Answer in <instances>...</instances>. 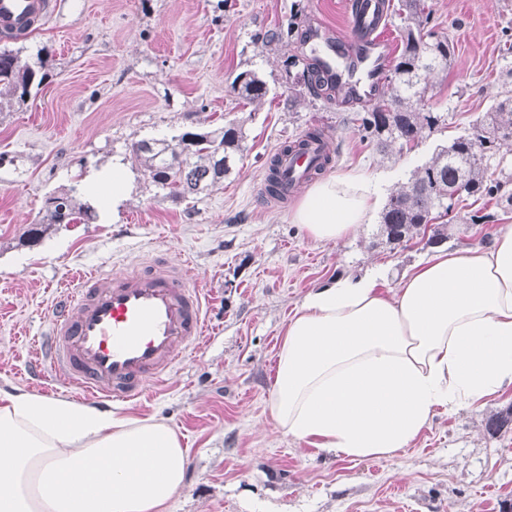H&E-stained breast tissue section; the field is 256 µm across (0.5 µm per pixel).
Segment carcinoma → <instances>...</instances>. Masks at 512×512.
<instances>
[{"label":"carcinoma","mask_w":512,"mask_h":512,"mask_svg":"<svg viewBox=\"0 0 512 512\" xmlns=\"http://www.w3.org/2000/svg\"><path fill=\"white\" fill-rule=\"evenodd\" d=\"M405 17L401 27V50L393 67L387 99L361 118L363 138L387 149L394 144L410 146L426 131L433 133L444 121L437 112L418 109L414 103L428 89L427 77L438 64L451 65L454 46L448 38L428 29L430 16L422 0H402ZM36 71L21 63L17 54L0 50V106L24 100L30 93ZM239 95L259 103L268 94L266 81L255 71L234 78ZM244 132L235 125L204 132L185 131L169 140L142 139L132 144L131 163L149 172L157 187L167 195L185 199L207 190L231 173L241 159ZM512 145V93L498 94L491 111L476 122L473 133L454 138L415 170L406 183L388 197L380 215V234L392 250L405 249L414 237L424 247L435 248L448 239V224L454 220L456 202L445 208L440 203L448 193L477 200L501 197L503 184L485 176L491 152ZM266 191L281 197L284 188L276 159L269 161ZM97 218L95 209L77 202L71 195L46 200L42 224H88ZM512 425V409L491 416L486 431L496 435Z\"/></svg>","instance_id":"1"}]
</instances>
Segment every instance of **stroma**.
<instances>
[{"label":"stroma","instance_id":"1","mask_svg":"<svg viewBox=\"0 0 512 512\" xmlns=\"http://www.w3.org/2000/svg\"><path fill=\"white\" fill-rule=\"evenodd\" d=\"M27 36L0 49L34 64L41 84L0 110V388L56 398L34 373L61 283L79 270L121 271L155 258L189 262L204 294L207 342L160 387L113 412L157 416L184 437L187 487L169 512H507L512 430L485 431L512 407V388L455 412L438 411L396 457L359 460L294 441L273 421L276 353L311 290L383 270L390 293L431 249L390 250L378 221L334 243L290 221L297 196L264 192L266 162L318 127L337 150L331 173L379 178L389 196L512 89V0H427L431 24L455 48L423 99L446 123L417 145L380 150L358 126L372 103L310 96L307 34L322 24L349 35L347 0H55ZM280 30L281 41L266 43ZM257 71L269 93L239 98L234 77ZM241 126L243 156L201 194L172 199L128 162L141 139ZM122 162L123 200L91 224H42L47 198L74 193ZM448 227L449 249L485 248L512 224V204L466 199Z\"/></svg>","mask_w":512,"mask_h":512}]
</instances>
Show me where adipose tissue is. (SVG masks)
Returning a JSON list of instances; mask_svg holds the SVG:
<instances>
[{
  "mask_svg": "<svg viewBox=\"0 0 512 512\" xmlns=\"http://www.w3.org/2000/svg\"><path fill=\"white\" fill-rule=\"evenodd\" d=\"M362 173L315 183L290 215L316 242L369 223ZM512 386V225L489 249L439 250L392 294L375 276L310 291L277 353L269 408L296 441L354 459L409 447L436 409ZM189 457L164 419L0 389V512H169Z\"/></svg>",
  "mask_w": 512,
  "mask_h": 512,
  "instance_id": "adipose-tissue-1",
  "label": "adipose tissue"
}]
</instances>
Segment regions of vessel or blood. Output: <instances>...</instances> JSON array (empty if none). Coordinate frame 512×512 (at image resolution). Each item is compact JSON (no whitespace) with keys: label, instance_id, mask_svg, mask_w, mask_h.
<instances>
[{"label":"vessel or blood","instance_id":"b4317fda","mask_svg":"<svg viewBox=\"0 0 512 512\" xmlns=\"http://www.w3.org/2000/svg\"><path fill=\"white\" fill-rule=\"evenodd\" d=\"M349 13L354 34L345 39L326 26L311 33L320 47L318 65L328 82L341 83L350 98L367 102L383 88L392 44L380 32L378 0ZM52 0H0V33L35 29L48 19ZM326 146L306 142L278 152L287 190L306 181ZM206 332L200 288L188 268L148 266L112 274L80 272L53 306L46 345L47 367L67 378L71 390L101 401L137 402Z\"/></svg>","mask_w":512,"mask_h":512}]
</instances>
